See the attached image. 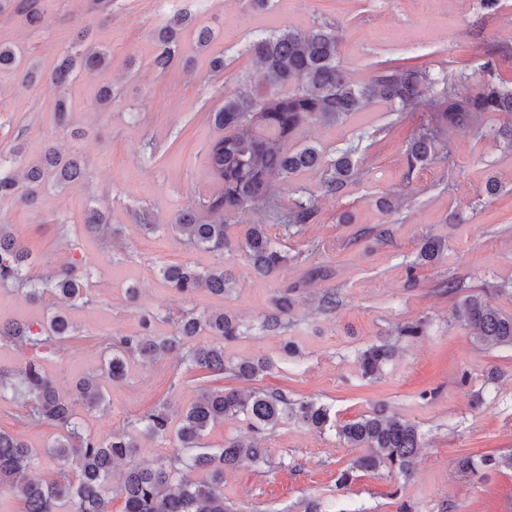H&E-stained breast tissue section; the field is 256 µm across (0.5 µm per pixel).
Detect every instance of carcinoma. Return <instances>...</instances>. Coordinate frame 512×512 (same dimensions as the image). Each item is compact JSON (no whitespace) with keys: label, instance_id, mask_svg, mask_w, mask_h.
<instances>
[{"label":"carcinoma","instance_id":"cac0c4a2","mask_svg":"<svg viewBox=\"0 0 512 512\" xmlns=\"http://www.w3.org/2000/svg\"><path fill=\"white\" fill-rule=\"evenodd\" d=\"M9 9L25 15L30 24L41 21L40 13L32 5L0 0V13ZM190 23V14L178 12L156 30L161 52L154 57L153 64L159 71L167 70L180 55L182 33ZM246 52L259 65L257 79L244 90L224 93V105L208 113V119L224 130L223 135L210 141L207 149L213 189L198 196L178 214L170 229L191 246L222 253L230 245L222 217L243 209L254 211L260 216V223L246 229L239 247L261 276L275 273L286 261L270 234V225L288 228L310 224L318 215L314 196L285 202L276 192V181L290 180L304 171L318 172L324 193L336 195L360 175L358 148L348 147L327 159L317 146L294 144L302 126L333 124L377 101L390 105L400 115L427 103L431 112L412 135L405 151L410 173L438 158H448V128L478 129V118L486 113L505 117L499 134L512 147V85L496 81L497 61L502 57L512 59V44H499L488 52L485 68L489 79L469 94L461 93L456 84L426 68L391 60L378 64L367 81L351 80L340 62L336 29L327 22L315 23L304 31L289 25L270 29L251 42ZM111 66L112 49L95 41L89 27L78 42L63 52L47 78L39 63L25 58L19 48L0 44V73L20 71L24 85L32 86L39 81L46 85L55 100V124L64 130L72 125L65 92L71 74L83 72L94 76ZM19 153L18 146L0 150V197L12 195L31 203L43 185L63 187L85 174L80 157L64 156L51 146L43 157L26 165L18 177L13 166L19 161ZM84 224L88 231L112 240V225L98 208L88 210ZM443 251L441 240L429 238L420 248L419 258L434 260ZM29 259L30 252L1 224L0 284L17 286L23 297L31 301L49 295L57 303L73 305L84 298L87 270L81 271L72 264L34 281L26 274ZM160 273L181 294H190L201 285L222 294L231 283L230 275L222 268L203 273L189 264H173L161 267ZM290 306L288 292L274 298V313L268 315L266 328L280 329ZM456 317L473 329L479 342L512 347V315L490 304L483 293L468 295L457 306ZM142 325L139 335L105 338L101 373L79 379L65 393L47 376L40 356V351H52L73 337L72 325L64 313L56 312L37 330L0 325L1 343L12 342L33 351L18 372L0 369V394L11 390L22 396L30 404L32 419L50 421L61 429L39 453L0 430V501L7 493L23 503L24 512H109L112 467L122 461L126 469L117 491L124 502L122 512H232L224 502V469L245 459L265 465L269 463L267 449L258 439L231 440L220 448L204 446L203 439L214 425L239 415L246 417L258 432L272 430L290 419L319 431L337 428L350 447L363 449V454L336 479L338 490L347 487L356 470L375 471L384 466L406 478L411 476L421 448L416 424L377 410L338 426L327 406L312 400L291 401L282 391L244 396L234 389L217 388L203 393L181 414L176 430L181 455L154 465L138 461V438L168 440L171 428L165 410L138 419L134 434L114 433L105 438L83 434L76 422V407L101 408L106 401L105 382L120 381L126 376L129 357L160 359L182 349L184 340L202 332L226 341L240 335L239 322L222 312H187L173 336L152 334L151 323L146 319ZM392 353L389 344L363 351L358 358L362 376H377ZM184 360L218 375L229 370L243 380H252L273 368V363L264 358L233 364L225 360L221 343L189 349ZM41 457L61 463L56 479L32 478L31 472ZM502 468L512 469V453L457 460L458 471L472 476Z\"/></svg>","mask_w":512,"mask_h":512}]
</instances>
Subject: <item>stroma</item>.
Here are the masks:
<instances>
[{
  "label": "stroma",
  "mask_w": 512,
  "mask_h": 512,
  "mask_svg": "<svg viewBox=\"0 0 512 512\" xmlns=\"http://www.w3.org/2000/svg\"><path fill=\"white\" fill-rule=\"evenodd\" d=\"M46 23L0 15V43L19 47L51 71L83 26L111 45L112 66L102 74L73 76L67 89L73 127L81 138L57 130L46 87L28 88L21 73L0 74V149L21 145L22 162L37 160L47 145L81 155L86 177L64 187L42 186L34 204L0 197V224L9 225L31 253L28 274L35 279L80 261L90 272L88 301L65 307L75 338L47 355L44 368L62 390L99 373L102 336L141 334V316L154 315L153 332L174 334L184 312L221 311L234 317L241 334L224 344L233 362L266 358L271 373L252 381L218 379L193 369L174 352L145 362L132 357L121 381L109 384L104 409H79L84 434L103 438L128 431L143 413L167 406L180 415L205 390L224 386L242 391L283 390L292 400L328 406L337 423L370 414L378 404L415 423L421 449L410 477L387 470L354 472L337 490L336 479L358 449L333 430L318 431L290 420L265 435L270 465L242 462L224 474V500L234 512H305L317 501L321 512H512V470L466 477L456 462L463 456L512 451V348L478 342L458 322L456 304L479 289L491 303L512 313V151L497 139L498 115L483 118L486 134L467 128L448 131L450 154L415 172L406 169L405 149L426 119L425 108L396 116L379 103L343 123L303 128L298 144H313L329 156L358 149L362 175L344 193L321 195L319 176L309 172L277 182L279 195L298 188L318 194L313 223L271 229L286 263L274 274L254 273L236 243L256 213L243 211L228 221L232 245L224 252L189 246L166 225L211 181L205 148L218 136L207 113L224 103L225 92L244 86L257 65L245 47L263 30L284 25L301 29L315 22L335 24L342 41L341 64L352 80L365 81L378 63L401 58L455 79L464 70L473 91L484 78L486 53L512 43V0L498 11L480 0H275L271 10L245 15L242 0H112L92 12L88 0H38ZM192 23L182 35L183 53L167 72L152 64L160 47L156 30L177 10ZM209 28L205 51L196 32ZM223 55V72L207 69L209 56ZM115 97L107 108L96 102L101 86ZM497 181L496 194L486 191ZM392 196V213L378 210ZM109 210L119 233L111 243L88 233L90 207ZM149 209L161 230L146 234L135 224V209ZM445 244L441 257L419 263L426 239ZM188 263L205 271L224 267L232 282L224 294L201 287L179 294L160 276L161 266ZM327 277L310 279L312 268ZM297 285L294 305L275 332L264 327L271 303L286 286ZM138 289L129 299L128 289ZM336 294L334 311L320 309L324 294ZM59 310L51 298L24 299L0 286V323L34 328ZM421 322L416 337L399 335L405 324ZM294 353H286V343ZM396 351L380 378L362 377L358 357L375 344ZM29 406L13 393L0 397V430L42 449L57 427L34 422Z\"/></svg>",
  "instance_id": "obj_1"
}]
</instances>
